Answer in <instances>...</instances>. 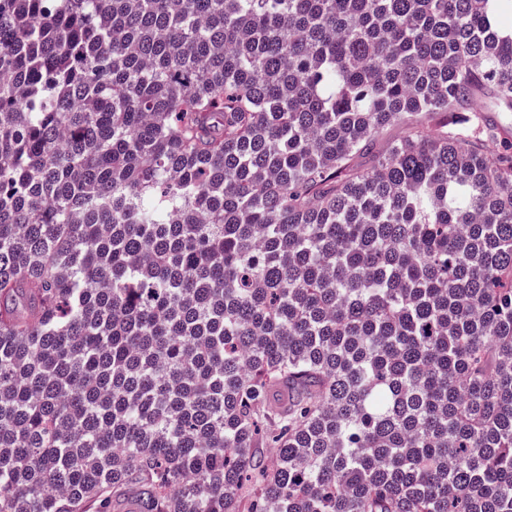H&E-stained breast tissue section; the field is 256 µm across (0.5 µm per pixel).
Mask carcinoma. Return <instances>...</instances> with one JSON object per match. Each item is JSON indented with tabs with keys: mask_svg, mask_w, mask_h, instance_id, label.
<instances>
[{
	"mask_svg": "<svg viewBox=\"0 0 512 512\" xmlns=\"http://www.w3.org/2000/svg\"><path fill=\"white\" fill-rule=\"evenodd\" d=\"M484 96L512 0H0V512H512Z\"/></svg>",
	"mask_w": 512,
	"mask_h": 512,
	"instance_id": "cac0c4a2",
	"label": "carcinoma"
}]
</instances>
